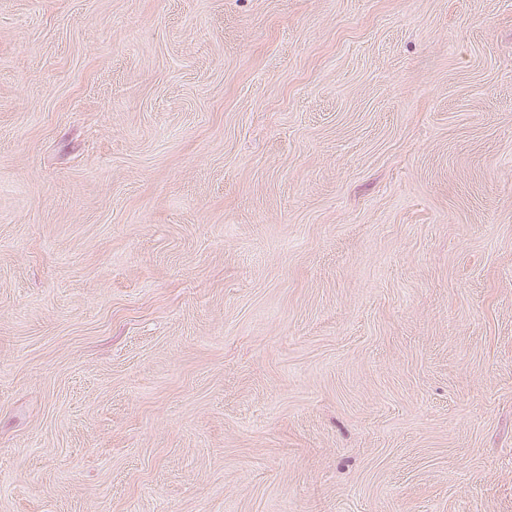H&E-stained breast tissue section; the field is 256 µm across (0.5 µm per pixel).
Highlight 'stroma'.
Returning a JSON list of instances; mask_svg holds the SVG:
<instances>
[{"label":"stroma","instance_id":"35a3bbf8","mask_svg":"<svg viewBox=\"0 0 512 512\" xmlns=\"http://www.w3.org/2000/svg\"><path fill=\"white\" fill-rule=\"evenodd\" d=\"M0 512H512V0H0Z\"/></svg>","mask_w":512,"mask_h":512}]
</instances>
